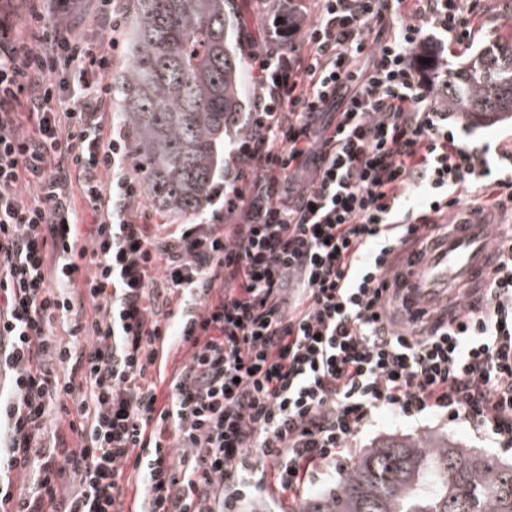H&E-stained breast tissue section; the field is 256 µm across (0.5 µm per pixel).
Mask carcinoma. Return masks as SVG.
<instances>
[{
  "label": "carcinoma",
  "instance_id": "carcinoma-1",
  "mask_svg": "<svg viewBox=\"0 0 512 512\" xmlns=\"http://www.w3.org/2000/svg\"><path fill=\"white\" fill-rule=\"evenodd\" d=\"M231 2L136 0L114 90L135 178L165 214H201L226 139L246 128ZM443 101L468 121L512 117V41L449 72ZM302 512H512V463L443 435L380 441Z\"/></svg>",
  "mask_w": 512,
  "mask_h": 512
}]
</instances>
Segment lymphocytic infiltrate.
Segmentation results:
<instances>
[{
  "label": "lymphocytic infiltrate",
  "instance_id": "f902f5d3",
  "mask_svg": "<svg viewBox=\"0 0 512 512\" xmlns=\"http://www.w3.org/2000/svg\"><path fill=\"white\" fill-rule=\"evenodd\" d=\"M316 7L309 23L296 0L274 5L250 54L247 131L212 193L221 206L192 224L145 223L129 133L112 118L126 0H98L97 40L73 35V0H29L37 45L0 16V512H120L127 467L140 512H244L270 485L293 501L382 412L460 420L512 447V231L467 320L412 335L383 303L394 248L429 244L464 197L488 190L512 212L497 164L512 145L464 142L441 104L440 53L468 46L490 6ZM179 346L161 407L147 374ZM71 403L77 447H45L50 412ZM18 473L34 476L19 498Z\"/></svg>",
  "mask_w": 512,
  "mask_h": 512
}]
</instances>
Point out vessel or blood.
<instances>
[{"label":"vessel or blood","mask_w":512,"mask_h":512,"mask_svg":"<svg viewBox=\"0 0 512 512\" xmlns=\"http://www.w3.org/2000/svg\"><path fill=\"white\" fill-rule=\"evenodd\" d=\"M495 223L485 211L467 208L463 220L432 248L424 250L405 276L414 308L436 312L450 320H462L459 305H445L446 296L473 299L485 294L499 258Z\"/></svg>","instance_id":"1"}]
</instances>
